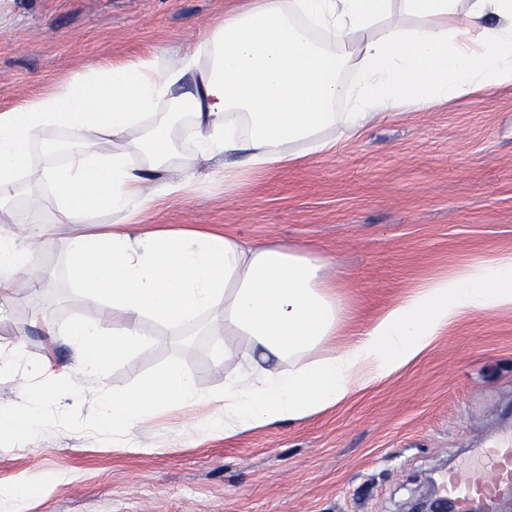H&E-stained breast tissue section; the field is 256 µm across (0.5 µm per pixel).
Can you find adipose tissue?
Masks as SVG:
<instances>
[{
  "label": "adipose tissue",
  "mask_w": 512,
  "mask_h": 512,
  "mask_svg": "<svg viewBox=\"0 0 512 512\" xmlns=\"http://www.w3.org/2000/svg\"><path fill=\"white\" fill-rule=\"evenodd\" d=\"M462 6L464 25H451ZM350 67L356 77L347 83L341 73ZM503 84H512V0H250L177 62H100L1 109L0 209L21 197L19 175L36 143L67 131L113 144L67 151L43 170L58 212L44 234L111 211L116 229L72 239L68 273L76 292L124 322L45 321V336L69 337L93 376L145 344V321L181 336L220 313L211 349L237 367L224 376L223 409L201 426L213 436L299 421L349 399L419 358L461 317L512 307V254L427 281L329 352L344 306L327 285L324 259L131 218L155 195L189 190L196 159L240 154L249 167L276 168L331 149L335 129L356 137L399 108L427 110ZM340 100L346 111H337ZM163 102L178 112L159 111ZM186 137L192 161L155 194L143 193L145 173L169 171ZM230 336L245 337L246 349L234 351Z\"/></svg>",
  "instance_id": "1"
}]
</instances>
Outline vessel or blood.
Instances as JSON below:
<instances>
[{
    "mask_svg": "<svg viewBox=\"0 0 512 512\" xmlns=\"http://www.w3.org/2000/svg\"><path fill=\"white\" fill-rule=\"evenodd\" d=\"M506 487H512V441L486 448L475 464L449 470L441 479V495L450 512H473L479 503L493 512Z\"/></svg>",
    "mask_w": 512,
    "mask_h": 512,
    "instance_id": "obj_1",
    "label": "vessel or blood"
}]
</instances>
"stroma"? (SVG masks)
<instances>
[{
	"label": "stroma",
	"mask_w": 512,
	"mask_h": 512,
	"mask_svg": "<svg viewBox=\"0 0 512 512\" xmlns=\"http://www.w3.org/2000/svg\"><path fill=\"white\" fill-rule=\"evenodd\" d=\"M247 0H0V108L67 81L98 60L125 64L181 55ZM234 156L202 160L195 189L140 216L152 228L210 229L280 241L326 258L346 309L342 346L422 283L512 254V85L401 108L323 154L226 184ZM28 272L0 295V352L22 351L66 368L84 386L121 387L172 354L199 391L223 386L211 339L174 343L146 323L154 343L98 379L80 369L68 337L48 344L34 327L78 317L108 328L124 317L75 292L66 275L72 238L111 227L98 212L63 224L50 242L27 207L8 208ZM44 282L31 292L30 281ZM221 402L166 408L135 432L136 449L62 429L0 447V491L14 479L44 482L23 512H410L448 466L512 436V309L474 312L396 374L324 412L231 438L193 428Z\"/></svg>",
	"instance_id": "stroma-1"
}]
</instances>
